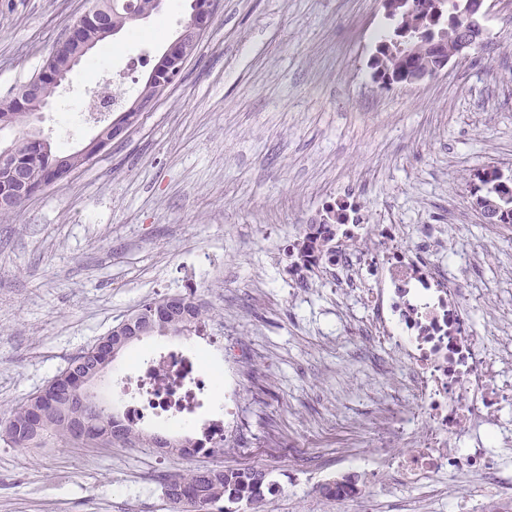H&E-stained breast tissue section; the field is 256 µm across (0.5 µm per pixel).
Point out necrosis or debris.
I'll use <instances>...</instances> for the list:
<instances>
[{
    "mask_svg": "<svg viewBox=\"0 0 512 512\" xmlns=\"http://www.w3.org/2000/svg\"><path fill=\"white\" fill-rule=\"evenodd\" d=\"M333 233L336 250L309 266L334 283L336 306L348 315L360 305L367 318L354 330L371 370L385 378L404 372L408 406L385 390L370 415L364 445L391 461L393 483L422 489L424 500L456 496L459 512H492L512 504V357L488 351L475 336L468 309L485 301L449 274L448 259L466 267L467 251L451 257L432 250L429 225H304L302 236ZM210 327L139 357L121 379L128 396L125 420L138 426L155 419L177 425L197 414L213 379L200 364L197 343ZM246 364L224 361V416L202 432L205 447L223 444L236 424Z\"/></svg>",
    "mask_w": 512,
    "mask_h": 512,
    "instance_id": "1",
    "label": "necrosis or debris"
}]
</instances>
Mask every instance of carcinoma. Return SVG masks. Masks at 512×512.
<instances>
[{
    "mask_svg": "<svg viewBox=\"0 0 512 512\" xmlns=\"http://www.w3.org/2000/svg\"><path fill=\"white\" fill-rule=\"evenodd\" d=\"M93 6L112 5L113 18L122 23L123 27L132 29L138 20L134 16L147 11L151 0H92ZM76 51L71 45L66 49H54L50 52L45 66L60 70L67 66L70 54ZM28 109V101L20 92L10 93L0 98V130L23 124L21 114ZM9 149L17 164L25 169L28 177L36 188L55 179L56 157L66 159V165L76 170L83 165L77 155L66 152L47 154L36 146L27 133L21 131L10 144ZM473 192L481 193V201L494 202L500 209L499 223L512 224V178L501 177L497 170L491 169L478 178L473 184ZM180 309L174 320H161L154 314V308L161 300L143 304L138 310V318L151 326L152 335L182 336L192 323L207 317L208 310L192 297H180ZM113 360L101 356L88 348L71 360L72 372L64 388L54 392L49 390L45 395H36L22 407L12 411L9 417L0 424L3 433L16 448H37L45 438L55 436L71 442L74 433L71 428V411L74 407L81 408L80 421L76 423L83 439L86 441H104L113 437L129 444L142 441L139 431L115 422L112 414L100 405L94 393L84 389L82 378L88 372H108ZM223 450L221 446L204 448L200 444H173L170 452L193 456L195 454L211 455ZM164 494L173 505L174 512H211V508L220 501L229 506L224 512H240L233 506H243L250 512H259L265 506V493L273 492V484L268 481V472L255 467L213 468L204 474L200 469H191L182 474L164 475L161 477ZM322 495L334 498L340 495L356 493L355 484L345 479L321 486Z\"/></svg>",
    "mask_w": 512,
    "mask_h": 512,
    "instance_id": "obj_1",
    "label": "carcinoma"
}]
</instances>
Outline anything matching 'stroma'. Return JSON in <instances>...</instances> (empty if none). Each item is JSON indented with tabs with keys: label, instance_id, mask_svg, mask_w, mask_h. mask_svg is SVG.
Wrapping results in <instances>:
<instances>
[{
	"label": "stroma",
	"instance_id": "stroma-1",
	"mask_svg": "<svg viewBox=\"0 0 512 512\" xmlns=\"http://www.w3.org/2000/svg\"><path fill=\"white\" fill-rule=\"evenodd\" d=\"M88 0H0V97L41 69ZM187 0H167L136 31L110 37L115 68L140 58L133 100L155 57L182 28ZM388 21L379 0H219L179 82L125 139L0 221V418L146 301L195 298L216 335L255 350L238 437L190 459L146 443L0 439V512H172L159 475L193 467L268 470V512H336L321 484L355 481L356 512H384L355 448L383 381L336 312L334 286L309 273L296 286L288 240L326 208L365 224H428L474 249L465 275L486 285L472 311L486 347L512 341V237L486 223L467 180L495 166L512 175V0H494L482 45L437 77L385 88L370 59ZM141 40H134V33ZM86 65L55 93L41 126L75 151L57 109L84 96ZM166 336L133 343L95 391L124 409L117 383Z\"/></svg>",
	"mask_w": 512,
	"mask_h": 512
}]
</instances>
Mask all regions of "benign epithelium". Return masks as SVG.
Masks as SVG:
<instances>
[{"label": "benign epithelium", "instance_id": "obj_1", "mask_svg": "<svg viewBox=\"0 0 512 512\" xmlns=\"http://www.w3.org/2000/svg\"><path fill=\"white\" fill-rule=\"evenodd\" d=\"M385 15L395 19L408 11L413 0H381ZM218 6V0H189L188 20L180 32L155 59L148 81L156 83V94L149 99L141 97L132 100L122 118L115 119L103 126L97 134L80 149L86 162L91 163L96 156L114 140L125 137L133 127L139 124L141 117L151 111L158 99L172 86L173 81L182 73L184 61L209 28ZM484 0H466L459 14L446 23L432 17L428 28L421 34L407 35L397 48L411 58V66L394 79L381 80L383 85L415 84L423 79L438 76L454 57L462 56L463 51L480 43L483 36L481 21L488 13ZM98 29V36L89 39L85 36V23ZM120 32V27L112 25V14L97 9L85 12L76 24L69 27L59 45L73 43L79 52L71 57L70 67L77 66L84 56L90 53L98 41L107 39ZM24 94L33 99L36 105L24 114L30 121L42 111L47 102L40 98L39 86L27 83ZM30 196V180L14 163L9 152H0V205H14Z\"/></svg>", "mask_w": 512, "mask_h": 512}]
</instances>
